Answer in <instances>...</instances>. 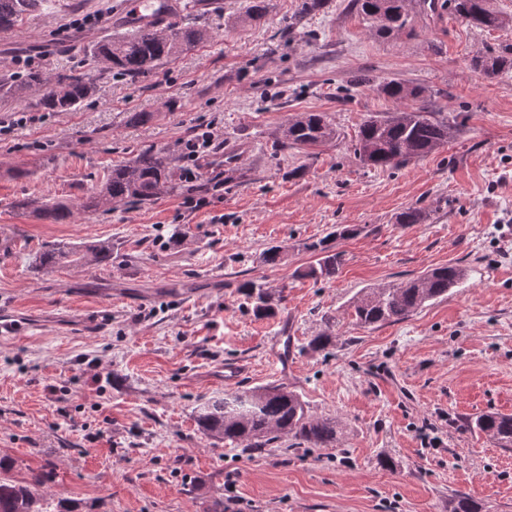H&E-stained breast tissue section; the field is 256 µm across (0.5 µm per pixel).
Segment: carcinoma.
<instances>
[{"label": "carcinoma", "instance_id": "cac0c4a2", "mask_svg": "<svg viewBox=\"0 0 512 512\" xmlns=\"http://www.w3.org/2000/svg\"><path fill=\"white\" fill-rule=\"evenodd\" d=\"M453 2L455 12L468 24L481 30H495L512 24V18L490 7L489 0H422V5L435 12ZM327 0H300L297 15L291 23L296 27L302 18L324 8ZM42 0H0V29L10 28L36 11ZM357 10L369 18L380 37H388L405 29L409 13L407 0H353ZM130 31L116 38L99 41L90 48L93 60L106 63L115 74L138 79L156 66L204 43L209 33L202 27L170 26L165 36L151 25L128 22ZM474 70L495 79L512 70V45L499 52H480L473 56ZM38 93L37 106L45 112L71 111L94 91V79L83 72L59 73L54 77L40 70L28 71L20 82L0 76V95L23 98L30 91ZM380 92L395 108L381 115H371L359 126L353 154L364 165L381 169H397L414 159L435 152L448 142L454 126L423 108H407L404 103L423 97L425 89L410 87L398 81L380 86ZM336 128L320 112H303L288 120L283 128V144L306 149L336 139ZM176 188L174 159L152 146L114 168L90 197L87 207H98L114 201L153 202ZM37 210L40 216L54 222L66 219L71 209L63 201L45 203ZM428 217L422 208L410 207L401 212L399 224H421ZM356 233L348 226L336 234L305 248L318 255L317 263L304 275L332 278L343 264V254L333 250V238ZM112 246L102 242L70 249L53 248L38 258L43 267L59 264L102 263L110 260ZM464 277L463 268L448 265L428 270L410 282L388 288L369 289L353 305V317L362 327L400 322L432 300L448 295ZM249 298H256L254 310L269 315L261 286L255 282L241 285ZM199 430L206 436L241 445L244 450H259L291 434L303 443L328 448L336 443V423L328 418L310 416L299 394L285 387L269 386L254 390H237L208 398L195 408ZM472 428L498 440L505 448L512 446V416L486 413L476 417ZM14 460L0 456V512H83L77 503L65 498L54 499L43 491L44 473H32L19 481L12 476Z\"/></svg>", "mask_w": 512, "mask_h": 512}]
</instances>
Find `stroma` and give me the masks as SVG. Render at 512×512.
I'll return each mask as SVG.
<instances>
[{
  "label": "stroma",
  "mask_w": 512,
  "mask_h": 512,
  "mask_svg": "<svg viewBox=\"0 0 512 512\" xmlns=\"http://www.w3.org/2000/svg\"><path fill=\"white\" fill-rule=\"evenodd\" d=\"M195 2L183 19L209 41L135 81L89 55L126 32L121 0H44L0 29V76L33 67L95 82L69 112L0 96V303L29 321L0 340V456L18 479L52 467L45 492L93 512H211L230 496L237 512H450L461 494L512 512V447L466 426L512 415V72L489 80L471 66L512 44V27L487 32L408 0L407 31L381 38L351 0H328L286 36L299 0H266L259 21L249 0ZM393 79L425 88L418 106L457 132L425 158L375 169L351 144L366 117L392 110L378 86ZM135 112L155 118L130 123ZM300 112L324 113L337 139L309 154L282 146ZM209 123L224 143L188 193L184 143ZM147 145L173 155L177 190L86 208ZM228 145L250 148L229 175ZM51 198L71 217L38 219ZM410 207L428 220L397 223ZM341 226L356 233L335 241L336 277H303L317 259L308 244ZM99 241L108 262L38 263L48 248ZM274 246L273 266L263 255ZM448 264L464 278L404 321L363 328L349 316L363 289ZM247 281L271 316L254 315ZM323 333L332 344L310 349ZM280 336L293 340L284 363ZM236 363L245 376L225 382ZM268 385L336 420L335 447L285 435L241 451L200 433V403Z\"/></svg>",
  "instance_id": "35a3bbf8"
}]
</instances>
